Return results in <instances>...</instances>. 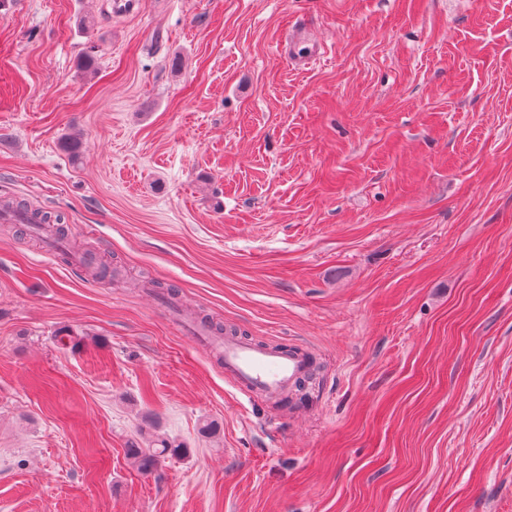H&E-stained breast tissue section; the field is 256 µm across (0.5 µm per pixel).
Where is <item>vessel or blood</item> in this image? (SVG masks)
I'll return each mask as SVG.
<instances>
[{
	"mask_svg": "<svg viewBox=\"0 0 512 512\" xmlns=\"http://www.w3.org/2000/svg\"><path fill=\"white\" fill-rule=\"evenodd\" d=\"M320 55L315 41L301 32L288 39V58L294 64H312ZM168 317L186 332L198 348L216 357L235 388L248 399L274 398L307 377L314 360L308 347L293 344L270 348L250 340L218 337L202 328L191 311L175 299L165 304Z\"/></svg>",
	"mask_w": 512,
	"mask_h": 512,
	"instance_id": "vessel-or-blood-1",
	"label": "vessel or blood"
}]
</instances>
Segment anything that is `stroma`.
<instances>
[{
    "instance_id": "stroma-1",
    "label": "stroma",
    "mask_w": 512,
    "mask_h": 512,
    "mask_svg": "<svg viewBox=\"0 0 512 512\" xmlns=\"http://www.w3.org/2000/svg\"><path fill=\"white\" fill-rule=\"evenodd\" d=\"M4 197L122 277L0 223V512H512V0H6ZM152 280L313 383L249 403ZM320 55V48L306 34L294 32L288 38V58L295 66L310 65ZM34 214L39 218V223L27 224L30 217L25 212L16 209H0V222L2 224H27V227L33 230H37L42 224H52L57 235L56 238L65 241L72 250L82 254L83 265L93 279L113 282L120 279L121 272L118 268L112 267V265H97L88 250L80 242L71 238L70 228L62 223L60 215L37 209ZM185 453L186 449L181 445L163 437L150 440L146 448H138L136 445L127 448V455L134 460L138 470L145 474L157 470L166 458Z\"/></svg>"
}]
</instances>
